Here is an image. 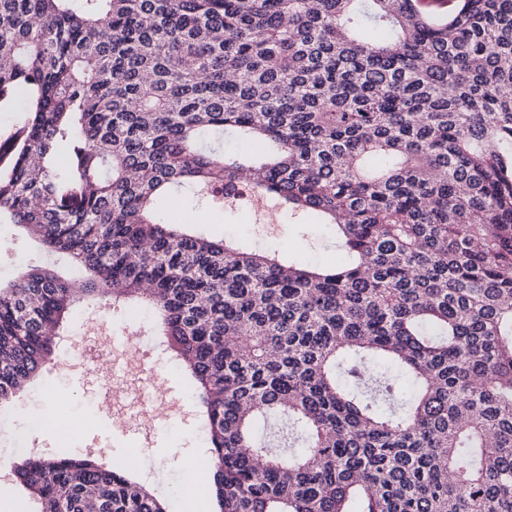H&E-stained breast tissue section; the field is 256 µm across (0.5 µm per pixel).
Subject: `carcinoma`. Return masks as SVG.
Wrapping results in <instances>:
<instances>
[{
	"instance_id": "carcinoma-1",
	"label": "carcinoma",
	"mask_w": 512,
	"mask_h": 512,
	"mask_svg": "<svg viewBox=\"0 0 512 512\" xmlns=\"http://www.w3.org/2000/svg\"><path fill=\"white\" fill-rule=\"evenodd\" d=\"M423 2L0 0V223L85 271L0 286V412L76 302L142 303L205 408L218 512H512V0ZM245 190L341 257L159 218ZM270 413L306 446L258 445ZM131 470L14 473L39 512H167Z\"/></svg>"
}]
</instances>
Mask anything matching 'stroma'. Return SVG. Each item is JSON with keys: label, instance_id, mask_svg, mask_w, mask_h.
Returning a JSON list of instances; mask_svg holds the SVG:
<instances>
[{"label": "stroma", "instance_id": "35a3bbf8", "mask_svg": "<svg viewBox=\"0 0 512 512\" xmlns=\"http://www.w3.org/2000/svg\"><path fill=\"white\" fill-rule=\"evenodd\" d=\"M177 220L194 224L208 236L223 237L226 227H233L238 239L248 247L262 245L279 249L291 257L310 263L335 262L338 251L336 229L323 224L303 229L279 222L257 223L251 215H233L226 219L210 216L202 210L179 212ZM41 260L37 242L11 224H0V280L11 279L21 265ZM150 314L144 308L121 304L101 306L77 302L70 321L57 338V350L41 373L18 391L9 403V413L0 421V512H37V504L28 491L16 483L11 466L30 452L46 455L90 454L95 460L111 463L113 457L143 449L145 458L135 465L138 482L165 503L168 512H213L214 497L207 476L184 483L195 457L207 447L206 433L193 401L189 378L174 360L164 337L153 339L154 349L142 361V374L155 377L148 386V397L173 402L175 417L168 418L135 410L106 413L102 409L103 380H124L122 360L104 355L98 376L79 372L76 350L87 327L103 326L111 334H140L146 331ZM65 406L71 412L72 434L67 442L57 435L38 430L23 446L16 436L26 429L30 413ZM196 490L197 505L185 510L186 489Z\"/></svg>", "mask_w": 512, "mask_h": 512}]
</instances>
